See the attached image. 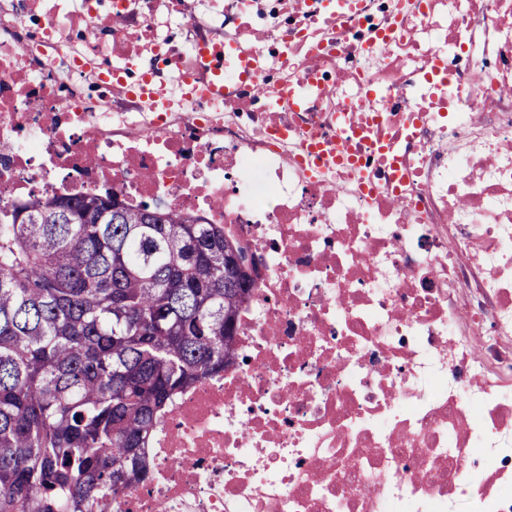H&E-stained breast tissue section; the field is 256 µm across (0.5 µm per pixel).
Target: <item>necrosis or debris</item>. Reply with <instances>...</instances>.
Returning a JSON list of instances; mask_svg holds the SVG:
<instances>
[{
  "instance_id": "4bbe7bcc",
  "label": "necrosis or debris",
  "mask_w": 512,
  "mask_h": 512,
  "mask_svg": "<svg viewBox=\"0 0 512 512\" xmlns=\"http://www.w3.org/2000/svg\"><path fill=\"white\" fill-rule=\"evenodd\" d=\"M31 2L24 39L0 0V199L110 190L259 261L111 512H512V0Z\"/></svg>"
}]
</instances>
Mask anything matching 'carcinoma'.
Returning <instances> with one entry per match:
<instances>
[{
	"instance_id": "obj_1",
	"label": "carcinoma",
	"mask_w": 512,
	"mask_h": 512,
	"mask_svg": "<svg viewBox=\"0 0 512 512\" xmlns=\"http://www.w3.org/2000/svg\"><path fill=\"white\" fill-rule=\"evenodd\" d=\"M244 259L222 224L107 191L0 206V512L144 481L171 401L234 355Z\"/></svg>"
}]
</instances>
